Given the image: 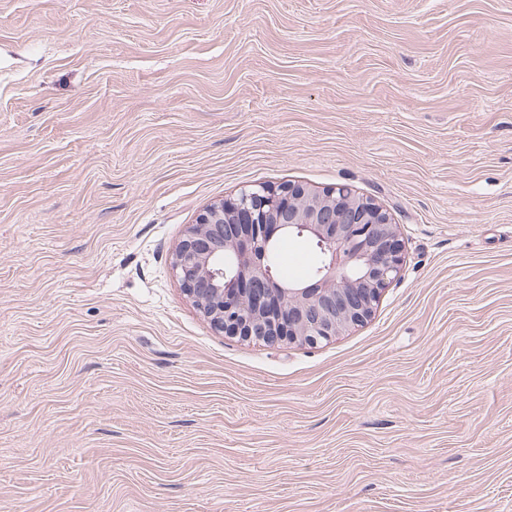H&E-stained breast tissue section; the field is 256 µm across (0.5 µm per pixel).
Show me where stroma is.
<instances>
[{
  "mask_svg": "<svg viewBox=\"0 0 512 512\" xmlns=\"http://www.w3.org/2000/svg\"><path fill=\"white\" fill-rule=\"evenodd\" d=\"M286 181L403 247L314 346L171 269ZM0 512H512V0H0Z\"/></svg>",
  "mask_w": 512,
  "mask_h": 512,
  "instance_id": "obj_1",
  "label": "stroma"
}]
</instances>
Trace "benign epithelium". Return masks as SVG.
Segmentation results:
<instances>
[{
	"mask_svg": "<svg viewBox=\"0 0 512 512\" xmlns=\"http://www.w3.org/2000/svg\"><path fill=\"white\" fill-rule=\"evenodd\" d=\"M283 234L316 242V281L284 280L268 261ZM402 249L390 213L347 185L322 191L253 185L199 214L172 269L212 328L262 342L316 345L370 317L399 276Z\"/></svg>",
	"mask_w": 512,
	"mask_h": 512,
	"instance_id": "obj_1",
	"label": "benign epithelium"
}]
</instances>
